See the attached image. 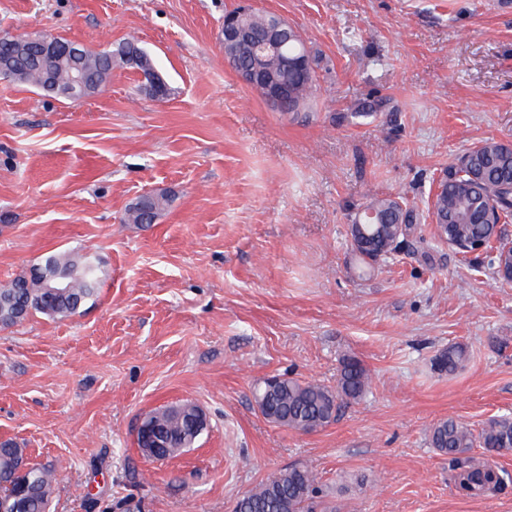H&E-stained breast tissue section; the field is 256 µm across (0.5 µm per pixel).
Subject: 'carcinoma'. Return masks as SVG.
Wrapping results in <instances>:
<instances>
[{"label":"carcinoma","mask_w":512,"mask_h":512,"mask_svg":"<svg viewBox=\"0 0 512 512\" xmlns=\"http://www.w3.org/2000/svg\"><path fill=\"white\" fill-rule=\"evenodd\" d=\"M241 36L227 46L226 53L241 68L265 71L262 56L257 52L267 29L276 15L257 9H236L230 12ZM288 58L305 57L299 68L280 67L274 75L288 84L300 108L307 107L316 83L319 58L301 34L283 45ZM123 65L145 77L149 87L167 89L147 53L137 43L127 40L111 51H88L83 66L94 82H105L112 75V63ZM11 80L35 86L44 94L63 99H79L92 94L70 87L67 63L55 68L54 78L46 82L43 64L29 50V43L0 38V72ZM445 177L427 207L428 216L436 224L442 241L462 253L480 245L490 255L494 274L504 280L512 271V245L501 236L499 224L512 219V145L493 139L470 147L448 165ZM164 197L145 196L126 215L132 224H150L162 209ZM420 214L400 196L371 200L354 217L350 228L352 251L364 271L373 269L370 260L390 259L401 253L403 245L415 238ZM63 270H72L78 277L65 294H52L41 287L44 278ZM100 282L99 266L94 259L78 262L70 255L52 254L43 266L15 277L0 288V328L12 327L33 314L52 318H69L96 295ZM468 353L462 345H451L434 358V368L452 373L463 366ZM370 387V378L363 363L355 358L343 360L336 386L304 382L277 376L274 382L263 380L256 389L262 415L272 423L309 433L333 422L342 405L361 399ZM146 423L168 438V447L159 449V456L169 460L191 447L206 429L203 413L192 403L159 409L145 417ZM431 447L452 460L472 448L487 452L512 449V417L489 420L476 431L453 418L438 422L431 430ZM53 470L47 466H31L25 449L11 442L0 443V512H47L54 492ZM316 475L305 466H291L269 476L257 487L236 501L233 512H338L332 502L317 499ZM500 484L491 469L472 467L462 474L460 486L472 494H480Z\"/></svg>","instance_id":"1"}]
</instances>
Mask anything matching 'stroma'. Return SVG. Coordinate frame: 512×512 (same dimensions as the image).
Listing matches in <instances>:
<instances>
[{
	"label": "stroma",
	"instance_id": "35a3bbf8",
	"mask_svg": "<svg viewBox=\"0 0 512 512\" xmlns=\"http://www.w3.org/2000/svg\"><path fill=\"white\" fill-rule=\"evenodd\" d=\"M243 0H0V33L92 50L136 39L164 101L116 65L71 101L0 79V286L70 251L101 271L79 315L0 328V443L56 476L51 512H232L303 464L341 512H512V450L485 457L501 490L466 496L429 444L453 417L512 416V281L436 240L362 273L354 214L376 197L418 211L466 148L512 144V0H252L320 56L308 106L274 111L224 61ZM365 104L373 116L357 122ZM167 203L152 224L124 216ZM453 344L454 373L432 360ZM360 360L369 392L325 428L267 421L266 377L326 386ZM192 402L208 427L154 462L134 427ZM164 197L145 196L141 198L126 215V221L132 224H152L162 209ZM468 359V353L463 345H451L441 350L434 358V368L440 372H455Z\"/></svg>",
	"mask_w": 512,
	"mask_h": 512
}]
</instances>
